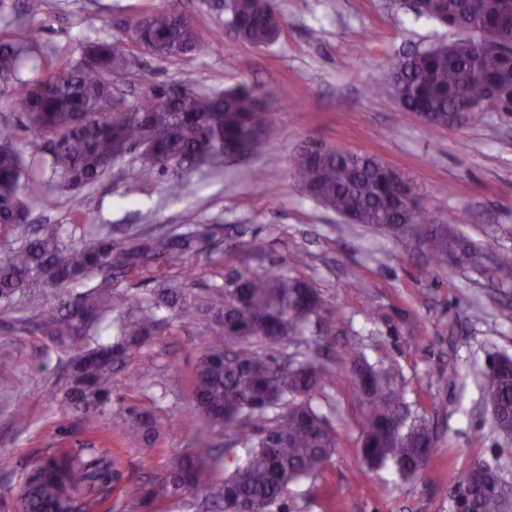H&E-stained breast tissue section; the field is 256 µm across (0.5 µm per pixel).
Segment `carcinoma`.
I'll use <instances>...</instances> for the list:
<instances>
[{"label":"carcinoma","instance_id":"cac0c4a2","mask_svg":"<svg viewBox=\"0 0 512 512\" xmlns=\"http://www.w3.org/2000/svg\"><path fill=\"white\" fill-rule=\"evenodd\" d=\"M43 0H24L11 23L23 33L0 36V97L17 112L16 123L0 131V301L19 295L37 309L44 289L58 296L56 307L25 327L54 336H86L101 330L111 310L129 311L116 325L120 340L83 349L70 362L68 405L90 416L112 401V371L125 353L157 328V311L170 308L183 321L197 319L196 307L179 288L162 287L150 299L116 292V281L152 262L191 257L211 234L188 210L186 233H165L120 245L108 231H87L80 239L57 228L12 239L27 220L30 201L64 188L94 185L131 152L145 167L170 174L167 193L181 196L179 171L251 142L252 152L278 133L271 121L274 101L252 88L199 90L189 83H155L128 102L112 94V77L133 64L132 50L164 58L185 57L202 44L203 32L176 8L139 16L138 30L124 49L99 37L81 46L79 58L52 52L47 74L21 77V63L36 37L24 21L41 14ZM423 16L457 32L449 41L405 57L381 85L406 111L437 125L448 115L473 108L490 92L512 100V3L509 0H426ZM282 17L274 0H231L228 28L261 47L275 41ZM306 195L357 223L416 241L439 261L467 264L474 249L447 224H426L420 213L393 201L411 186L366 155L304 149L292 161ZM322 294L307 282L276 269L242 273L213 290L215 321L204 338L192 380V405L211 426L243 445L244 465L228 469L210 448L171 457L164 473L138 494L143 505L180 496L222 512L242 506L271 512L291 486L321 471L336 447L327 419L314 404L334 376L308 354L306 333L323 309ZM289 340L300 350L282 354ZM346 379L365 405L360 448L372 467L392 463L405 479L420 476L435 445L424 422L405 426L389 372L344 349ZM483 386L496 407L493 428L512 436V358H493ZM135 434L155 444L159 422L136 405L127 407ZM118 456L105 448L61 452L36 462L21 486L17 512H73L77 503L112 484ZM463 512H509L512 482L497 462L477 459L453 480Z\"/></svg>","mask_w":512,"mask_h":512}]
</instances>
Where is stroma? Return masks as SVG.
Here are the masks:
<instances>
[{
  "instance_id": "35a3bbf8",
  "label": "stroma",
  "mask_w": 512,
  "mask_h": 512,
  "mask_svg": "<svg viewBox=\"0 0 512 512\" xmlns=\"http://www.w3.org/2000/svg\"><path fill=\"white\" fill-rule=\"evenodd\" d=\"M169 0H44L41 45L76 55L85 37L124 39L126 23ZM208 35L182 58L138 56L114 79L116 96L135 99L149 84L186 82L222 91L241 84L277 99L279 136L256 155L189 173L168 199V176L124 159L91 191H57L32 203L23 231L73 220L108 224L132 243L181 231L193 210L214 235L188 259L165 265L199 306L228 275L277 267L307 281L326 300L319 327H330V385L315 402L336 433V448L315 476L292 486L287 512H452L450 478L477 459L497 461L512 480V439L492 429L482 387L491 354L512 357V115L487 112L461 126H436L404 112L373 85L407 53L451 40V28L413 14L400 0H276L279 37L257 48L226 26L224 0H178ZM317 144L370 154L397 169L431 223L453 224L484 253L456 267L422 248L363 224H350L306 196L292 167ZM265 243L261 253L251 243ZM506 265H499V258ZM17 311H0V512H16L30 465L58 448H108L121 460L118 487L94 512H137V493L167 458L203 440L225 443L191 405L192 375L209 314L191 323L161 309L164 323L112 374V404L85 418L62 397L69 338L23 333ZM392 368L409 422L437 435L421 477L393 465L368 466L360 454L363 407L346 381L343 345ZM162 424L153 446L129 431V404ZM24 410L26 420L15 418Z\"/></svg>"
}]
</instances>
